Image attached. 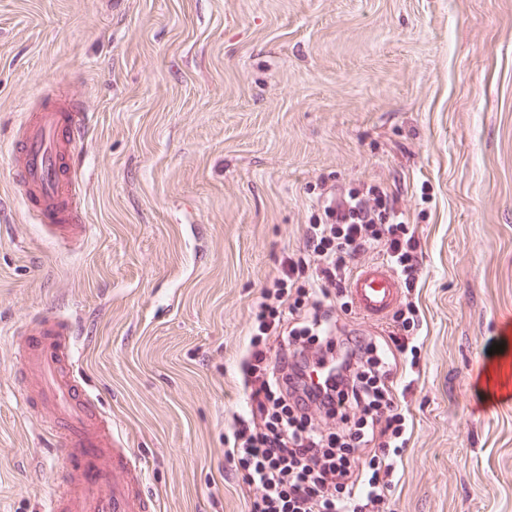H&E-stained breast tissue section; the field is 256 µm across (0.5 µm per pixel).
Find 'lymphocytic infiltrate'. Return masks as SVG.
<instances>
[{
    "instance_id": "obj_1",
    "label": "lymphocytic infiltrate",
    "mask_w": 512,
    "mask_h": 512,
    "mask_svg": "<svg viewBox=\"0 0 512 512\" xmlns=\"http://www.w3.org/2000/svg\"><path fill=\"white\" fill-rule=\"evenodd\" d=\"M418 242L397 196L376 182L324 187L300 253L283 255L254 304L224 457L257 489L250 512H383L405 445L397 367L377 337L339 324L358 255L380 251L404 288ZM374 446L370 459L361 450Z\"/></svg>"
}]
</instances>
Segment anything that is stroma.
<instances>
[{"instance_id": "1", "label": "stroma", "mask_w": 512, "mask_h": 512, "mask_svg": "<svg viewBox=\"0 0 512 512\" xmlns=\"http://www.w3.org/2000/svg\"><path fill=\"white\" fill-rule=\"evenodd\" d=\"M43 89L94 114L77 253L10 189ZM324 178L395 192L418 240L387 512H512V0H0V512L55 480L12 348L50 311L159 512H248L224 439L252 304Z\"/></svg>"}]
</instances>
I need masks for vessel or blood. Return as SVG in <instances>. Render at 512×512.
<instances>
[{"label": "vessel or blood", "instance_id": "1", "mask_svg": "<svg viewBox=\"0 0 512 512\" xmlns=\"http://www.w3.org/2000/svg\"><path fill=\"white\" fill-rule=\"evenodd\" d=\"M93 114L76 99L45 95L25 110L9 144L13 188L45 239L84 247L86 190L76 172V150ZM357 312L367 321L388 317L402 297L385 263L359 268L349 285ZM76 319L60 312L38 314L20 328L14 347L23 355V395L46 413L61 463L48 512H156L142 487L141 460L115 435L85 389L75 364Z\"/></svg>", "mask_w": 512, "mask_h": 512}]
</instances>
